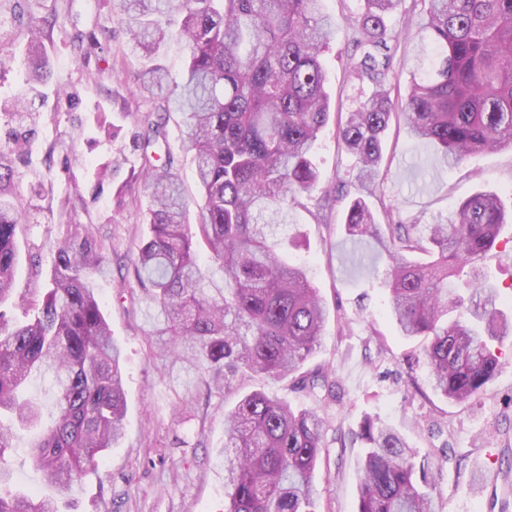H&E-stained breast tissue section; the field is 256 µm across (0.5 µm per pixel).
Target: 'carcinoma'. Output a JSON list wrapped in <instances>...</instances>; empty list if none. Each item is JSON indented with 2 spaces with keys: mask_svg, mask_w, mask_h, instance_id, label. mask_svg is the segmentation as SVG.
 <instances>
[{
  "mask_svg": "<svg viewBox=\"0 0 512 512\" xmlns=\"http://www.w3.org/2000/svg\"><path fill=\"white\" fill-rule=\"evenodd\" d=\"M326 0H123L124 33L148 60L133 83L154 112L182 115L196 154L200 192L197 224H187L188 199L173 171L161 123L133 135L139 171L119 188L121 201L143 183L149 235L131 260L149 302L150 351L183 384L189 404L199 376L229 393L245 376L292 380L317 397L331 392L327 370L300 372L320 348L326 321L322 297L303 263L286 260L290 210L319 181L313 150L331 112L324 49L339 22L357 33L351 72L372 87L359 107L337 114L338 138L358 159L359 196L345 224L351 237L369 236L389 259L384 280L388 313L402 336L423 338L433 390L453 402L479 395L502 362L495 344L512 335V319L497 308L498 285L481 260L497 243L512 212L496 193L465 199L447 224L376 223L366 196L383 177L385 136L392 121L435 145L450 169L512 143V0H422L424 22L405 94L391 96L388 62L375 51L391 37L389 16L404 0H363L355 17L337 20ZM28 17L23 56L0 66L20 68L33 90L48 81L41 40L45 21ZM187 60L174 79L159 62L172 39ZM29 131L0 152V512H65L88 467L122 437L126 414L124 360L102 311L96 282L107 258L89 227L73 224L57 247L48 282L16 318L8 300L23 221L14 157ZM206 257L223 286L200 268ZM468 279L459 282L462 273ZM49 379L52 423L28 396L34 377ZM325 422L261 389L224 414V512H316L314 475ZM31 433L28 455L43 491L11 488L6 454L16 431ZM358 438L356 512H435L428 470L397 430L366 416Z\"/></svg>",
  "mask_w": 512,
  "mask_h": 512,
  "instance_id": "cac0c4a2",
  "label": "carcinoma"
}]
</instances>
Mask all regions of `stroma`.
Here are the masks:
<instances>
[{
    "instance_id": "stroma-1",
    "label": "stroma",
    "mask_w": 512,
    "mask_h": 512,
    "mask_svg": "<svg viewBox=\"0 0 512 512\" xmlns=\"http://www.w3.org/2000/svg\"><path fill=\"white\" fill-rule=\"evenodd\" d=\"M342 17L324 52L331 112L355 108L367 86L350 70L355 36L345 17L360 0H327ZM47 19L45 39L52 76L31 93L28 112L0 113V150L9 133L32 129L15 161L23 222L18 230V294L36 296L51 270L59 241L72 224L91 225L110 261L99 297L126 359L125 435L118 448L98 458L95 472L72 494L76 512H223L224 411L237 393L199 391L190 407L177 406L181 388L145 345L148 302L130 260L147 234L148 197L138 191L124 207L114 193L140 165L131 135L154 114L130 80L140 67L122 32V0H34ZM120 128L119 138H100L98 125ZM167 143L185 195L199 197L194 153L184 141L179 113H170ZM111 163L114 184L95 190V168ZM320 183L306 207L292 213L308 276L328 309L322 345L305 364L322 366L334 380L333 396L319 401L286 382L258 378L244 390L264 388L292 407L317 411L325 421V446L315 477L318 512H356L362 446L355 435L365 416L399 429L417 452L416 463L436 474L431 490L437 512H512V336L497 344L503 368L477 397L464 403L434 393L419 344L402 337L388 316L382 286L388 259L369 237L349 239L344 213L357 197L354 155L338 143L328 123L316 145ZM478 191L512 203V145L484 153L449 170L435 147L391 126L385 142L383 179L369 205L398 211L409 224L452 220L458 204ZM481 266L500 286L512 284V223Z\"/></svg>"
}]
</instances>
